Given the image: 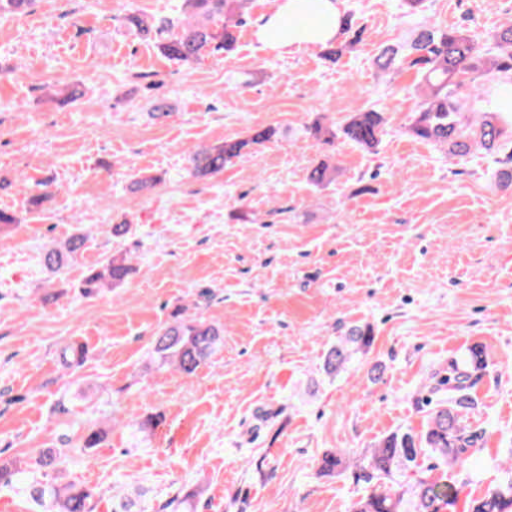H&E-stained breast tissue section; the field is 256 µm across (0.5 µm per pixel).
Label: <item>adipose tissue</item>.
<instances>
[{
	"label": "adipose tissue",
	"instance_id": "adipose-tissue-1",
	"mask_svg": "<svg viewBox=\"0 0 512 512\" xmlns=\"http://www.w3.org/2000/svg\"><path fill=\"white\" fill-rule=\"evenodd\" d=\"M340 20L336 0H276L256 36L266 48L289 52L304 43L319 46L333 41Z\"/></svg>",
	"mask_w": 512,
	"mask_h": 512
}]
</instances>
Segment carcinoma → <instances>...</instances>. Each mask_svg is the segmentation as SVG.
Listing matches in <instances>:
<instances>
[{"label": "carcinoma", "mask_w": 512, "mask_h": 512, "mask_svg": "<svg viewBox=\"0 0 512 512\" xmlns=\"http://www.w3.org/2000/svg\"><path fill=\"white\" fill-rule=\"evenodd\" d=\"M249 0H183L175 16L149 17L131 13L129 28L142 36H154L169 59L193 64L204 54L226 55L235 46V29L246 23ZM34 0H0V17L19 16L30 11ZM373 64L383 75L398 70L414 71L417 106L408 132L421 140L447 150L452 155H467L474 149L496 152L502 147L505 129L498 113L487 106L488 93L482 78L512 76V21L496 27L483 39L463 26L440 28L417 23L401 39L381 44ZM385 124L382 113L364 109L341 126L315 122L307 131L322 144L333 146L342 138L366 150L376 149ZM277 134L272 127L251 130L245 138L202 146L190 153V174L199 180L211 179L233 160L251 154ZM336 166L322 163L309 173L315 187L336 179ZM162 178L143 175L133 181L131 191L148 194ZM90 234L78 227L59 246L46 250L42 265L55 274L76 261L88 247ZM133 265L124 254H112L91 270L82 288L91 294L101 288H118L125 283ZM224 341V327L199 316L176 318L154 338L150 364L156 370L172 369L194 373L206 363ZM374 342L373 329L351 326L323 357L322 368L334 376L356 355L367 354ZM487 368L484 350L472 345L451 361L449 379L438 372L432 376L431 390L441 394L428 414L425 430L418 436L395 432L374 446L369 455L356 461L354 478L366 485L367 493L351 503L348 512H452L457 494L440 489L438 483L419 477L405 486L396 475L407 470L420 455L437 460V466L454 470L477 452L480 440L462 425L460 414L474 405L469 393L472 380ZM164 415L152 413L133 424L135 432L148 436L161 426ZM107 430L84 429L77 443L62 441L60 448L42 450L31 461L0 462V490L13 489L26 494L32 512H94V493L84 486L57 481L66 469L71 453L99 447ZM348 453L338 450L321 459L323 473L338 474L346 469ZM501 479L469 503L467 512H512V453L501 466ZM200 492L176 495L160 506L161 512H180L184 504L195 506Z\"/></svg>", "instance_id": "cac0c4a2"}]
</instances>
